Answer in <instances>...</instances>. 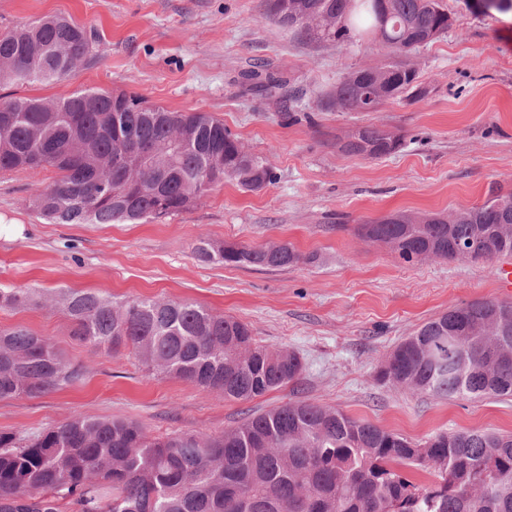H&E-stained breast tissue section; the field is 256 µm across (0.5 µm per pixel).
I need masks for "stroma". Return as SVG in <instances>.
<instances>
[{"mask_svg":"<svg viewBox=\"0 0 512 512\" xmlns=\"http://www.w3.org/2000/svg\"><path fill=\"white\" fill-rule=\"evenodd\" d=\"M455 24L413 61L427 93L374 112L319 106L352 68L387 63L360 43L297 40L265 19L260 0H0V29L64 15L96 29L101 54L65 81L0 88L21 98L114 89L180 112L222 120L246 149L267 158L272 183L211 188L165 223L49 224L29 208L55 180L0 172V288L91 290L195 302L251 325L258 342L299 354L297 382L250 401L204 393L148 375L131 351L108 354L77 342L58 307L0 309V327L23 325L83 365L73 388L0 401V431H37L76 416L119 418L158 436L220 434L249 414L306 400L422 440L438 432H512V398L411 396L378 383L391 350L454 304L505 300L497 263L399 259L361 240L357 224L397 212L445 213L512 192V12L444 0ZM269 65L302 91L297 106L252 94L243 71ZM374 124L404 138L382 159L347 156L336 140ZM291 244L304 263L287 268L199 260L200 239Z\"/></svg>","mask_w":512,"mask_h":512,"instance_id":"stroma-1","label":"stroma"}]
</instances>
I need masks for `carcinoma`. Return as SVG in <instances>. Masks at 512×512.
<instances>
[{
  "mask_svg": "<svg viewBox=\"0 0 512 512\" xmlns=\"http://www.w3.org/2000/svg\"><path fill=\"white\" fill-rule=\"evenodd\" d=\"M262 15L310 42H362L396 56L448 30L442 0H260ZM96 32L65 16H44L0 32V84L62 81L98 56ZM258 86L286 80L253 72ZM406 61L347 72L323 97L340 112H374L418 97ZM123 91H74L49 100H0V172L47 167L59 176L29 198L51 224L163 222L193 207L205 179L267 184L272 169L245 151L224 122L178 112ZM127 126L151 148V164L117 168ZM371 159L402 139L375 125L338 139ZM406 262L484 264L512 255V193L489 189L481 205L449 214H404L357 225ZM204 261L285 268L304 257L288 244L261 248L203 243ZM35 291L0 289L16 309ZM46 302L72 321L71 336L116 355L128 349L147 371L202 392L249 401L299 379L301 358L256 342L242 320L186 301L118 300L62 290ZM81 366L27 327H0V400L38 397L76 385ZM376 380L410 395L512 397V303L453 305L400 342ZM432 474L424 485L396 465ZM0 512H512V433L469 430L414 441L328 406L288 402L245 418L220 435L153 437L125 419L76 416L38 431H0Z\"/></svg>",
  "mask_w": 512,
  "mask_h": 512,
  "instance_id": "1",
  "label": "carcinoma"
}]
</instances>
